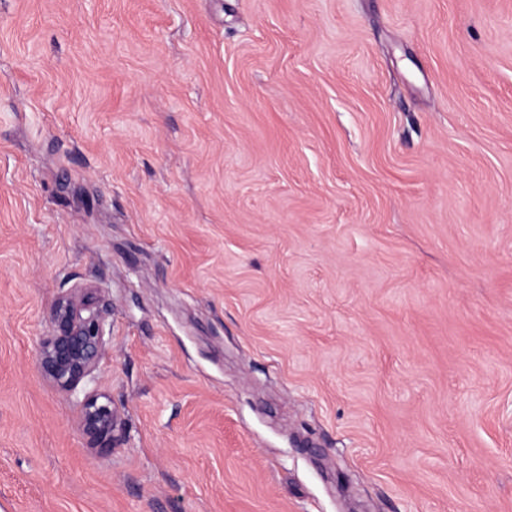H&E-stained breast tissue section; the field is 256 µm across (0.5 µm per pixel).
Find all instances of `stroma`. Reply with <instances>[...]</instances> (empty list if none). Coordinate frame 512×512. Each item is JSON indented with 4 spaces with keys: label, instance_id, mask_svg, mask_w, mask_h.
I'll return each mask as SVG.
<instances>
[{
    "label": "stroma",
    "instance_id": "obj_1",
    "mask_svg": "<svg viewBox=\"0 0 512 512\" xmlns=\"http://www.w3.org/2000/svg\"><path fill=\"white\" fill-rule=\"evenodd\" d=\"M0 512H512V0H0ZM88 290L64 295L51 315V326L37 352L41 375L54 386L73 392L89 380L105 349L100 315L91 310ZM115 424L111 399L94 391L85 393L81 402L79 426L90 443L100 448L111 447Z\"/></svg>",
    "mask_w": 512,
    "mask_h": 512
}]
</instances>
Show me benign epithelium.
<instances>
[{"label": "benign epithelium", "instance_id": "1", "mask_svg": "<svg viewBox=\"0 0 512 512\" xmlns=\"http://www.w3.org/2000/svg\"><path fill=\"white\" fill-rule=\"evenodd\" d=\"M92 304L93 297L86 289L64 295L52 312L50 332L38 348L41 375L69 392L93 376L104 353L102 320L92 310ZM115 424L111 399L94 391L85 393L79 426L90 443L100 448L112 447Z\"/></svg>", "mask_w": 512, "mask_h": 512}]
</instances>
